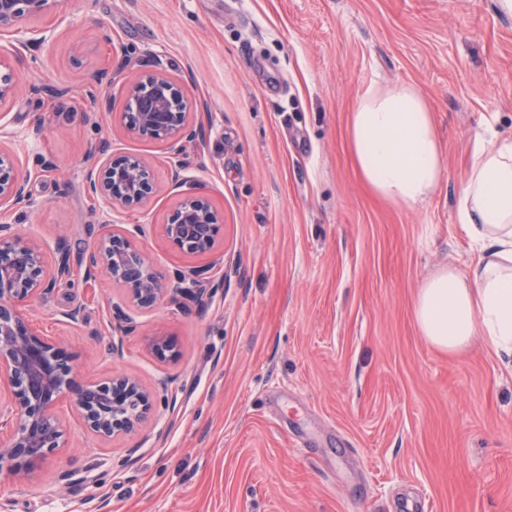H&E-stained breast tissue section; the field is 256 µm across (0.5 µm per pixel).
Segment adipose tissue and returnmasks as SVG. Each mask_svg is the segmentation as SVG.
Listing matches in <instances>:
<instances>
[{
    "mask_svg": "<svg viewBox=\"0 0 512 512\" xmlns=\"http://www.w3.org/2000/svg\"><path fill=\"white\" fill-rule=\"evenodd\" d=\"M355 166L383 200L426 203L445 174L432 112L414 87L371 89L349 120ZM457 220L475 259L439 269L419 287L414 314L432 346L456 353L474 343L512 358V137L481 143L460 185Z\"/></svg>",
    "mask_w": 512,
    "mask_h": 512,
    "instance_id": "1",
    "label": "adipose tissue"
}]
</instances>
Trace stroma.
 Returning a JSON list of instances; mask_svg holds the SVG:
<instances>
[{
    "label": "stroma",
    "mask_w": 512,
    "mask_h": 512,
    "mask_svg": "<svg viewBox=\"0 0 512 512\" xmlns=\"http://www.w3.org/2000/svg\"><path fill=\"white\" fill-rule=\"evenodd\" d=\"M23 25L46 40L0 39L19 86L0 147L33 205L0 220L73 261L31 327L63 339L78 381L135 376L153 407L102 439L61 401L65 448L29 484L0 474L5 512H512V369L480 344L431 346L413 309L425 278L469 264L460 181L482 139L512 135V15L497 0H62ZM151 56L200 131L177 154L193 178L179 188L168 144L121 127L123 87ZM44 82L62 96L29 93ZM397 83L425 97L445 154L414 209L375 196L349 150L357 100ZM110 155L144 157L154 188L108 216L86 173ZM190 192L220 216L208 254L165 233ZM103 223L136 231L160 275L208 265L223 290L124 333L120 285L85 277ZM157 335L172 357L152 352Z\"/></svg>",
    "instance_id": "stroma-1"
}]
</instances>
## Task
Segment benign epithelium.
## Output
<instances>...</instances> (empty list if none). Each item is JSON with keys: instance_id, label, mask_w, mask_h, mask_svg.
<instances>
[{"instance_id": "7a95c632", "label": "benign epithelium", "mask_w": 512, "mask_h": 512, "mask_svg": "<svg viewBox=\"0 0 512 512\" xmlns=\"http://www.w3.org/2000/svg\"><path fill=\"white\" fill-rule=\"evenodd\" d=\"M61 6V0H0V37L9 36L22 45L35 41L34 31L22 27L25 17L45 15ZM16 81L10 63L0 58V105L12 98ZM127 107L136 120L124 121L133 137L166 142L175 147L196 137L187 113L177 102L180 86L163 73V63L150 58L139 76L126 87ZM89 190L102 207L133 208L152 193L151 169L138 156L110 160L98 176L88 175ZM33 202L16 174L13 157L0 150V208ZM220 230L216 211L202 197L188 195L165 226L166 235L189 254L211 252ZM101 244L86 257V275L107 273L125 291L133 306L147 309L174 296L199 302L224 288L208 267H195L171 280L160 278L150 257L128 232L108 231ZM71 274L70 254L60 244L53 265L45 261L40 245L25 240L11 224H0V384L9 400L0 408V420L10 426L0 440V471L6 469L18 481L30 479L48 455L64 447V432L55 406L65 393L87 427L101 437L131 433L152 408L151 394L132 376L118 375L99 384L79 385L72 368L60 358L61 343H49L28 328L33 302L52 285Z\"/></svg>"}]
</instances>
